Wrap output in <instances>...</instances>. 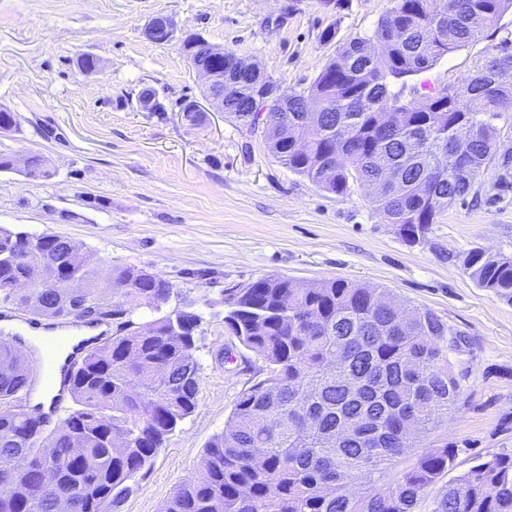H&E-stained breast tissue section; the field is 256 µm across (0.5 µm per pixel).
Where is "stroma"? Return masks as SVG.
Here are the masks:
<instances>
[{
	"label": "stroma",
	"instance_id": "1",
	"mask_svg": "<svg viewBox=\"0 0 512 512\" xmlns=\"http://www.w3.org/2000/svg\"><path fill=\"white\" fill-rule=\"evenodd\" d=\"M389 0H0V108L19 132L0 133V153L41 154L54 174L33 180L0 172V226L71 239L114 265L135 264L169 281L168 309L201 314L194 355L200 386L118 512H164L195 476L206 446L230 421L241 394L265 378L263 360L224 322V291L262 276L301 285L345 279L385 289L410 308L433 310L463 335L452 355L464 374L455 410L400 458L393 481L427 450L455 448L456 473L512 453V304L479 288L462 260L473 248L512 255V112L495 124L501 151L449 206L422 243L411 245L362 192L338 196L288 170L260 134L225 112L186 121L204 86L179 41L158 44L144 29L157 13L179 32L254 61L282 88L308 87L339 45L373 31ZM333 41H323L326 28ZM512 40V12L489 38L412 76L462 83L489 47ZM97 59L95 71L81 57ZM154 87L160 112L136 107Z\"/></svg>",
	"mask_w": 512,
	"mask_h": 512
}]
</instances>
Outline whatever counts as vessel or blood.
Here are the masks:
<instances>
[{"label":"vessel or blood","mask_w":512,"mask_h":512,"mask_svg":"<svg viewBox=\"0 0 512 512\" xmlns=\"http://www.w3.org/2000/svg\"><path fill=\"white\" fill-rule=\"evenodd\" d=\"M41 333L40 343H29L20 338L18 326ZM82 323L71 319H29L25 320L13 310L0 311V336L10 339L22 352L26 365L27 390L29 393L47 391L51 400L41 417L46 423H54L60 407L66 405L72 395L71 377L92 349L108 342L112 337L110 323L99 322L91 335H84ZM69 352L57 370H50L49 364L61 347Z\"/></svg>","instance_id":"vessel-or-blood-1"}]
</instances>
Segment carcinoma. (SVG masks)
<instances>
[{"label":"carcinoma","mask_w":512,"mask_h":512,"mask_svg":"<svg viewBox=\"0 0 512 512\" xmlns=\"http://www.w3.org/2000/svg\"><path fill=\"white\" fill-rule=\"evenodd\" d=\"M373 33L343 43L300 91L236 70L224 111L255 129L254 101L273 90L288 112H269L268 152L292 172L339 196L357 187L407 242L427 235L448 206L472 190L497 147L494 125L512 112V45L486 49L468 79L407 98L406 79L460 48L488 38L512 0H390ZM288 116L295 138L276 135ZM459 124L472 129L455 140ZM401 176L393 189L381 178ZM23 174L48 179L47 160L30 155ZM61 260L51 236L10 231L0 238V304L29 298L15 288L38 264ZM89 251L68 261L87 288L44 304L57 316L112 320V341L90 352L74 373L72 405L50 429L18 401L22 354L0 340V512H56L61 496L73 512H112L135 476L150 466L167 436L196 408L199 364L192 311L164 310L172 287L134 265L105 269ZM480 288L512 303V256L480 248L463 259ZM125 285L113 292L112 283ZM224 323L269 368L243 393L224 432L206 446L201 471L167 501L165 512H415L424 490L455 468L446 445L421 455L395 481L352 485L413 447L405 422L421 434L455 408L462 375L448 354L461 333L430 309L406 308L385 290L328 280L300 288L266 276L224 290ZM431 512H512V455L496 454L448 481Z\"/></svg>","instance_id":"obj_1"}]
</instances>
